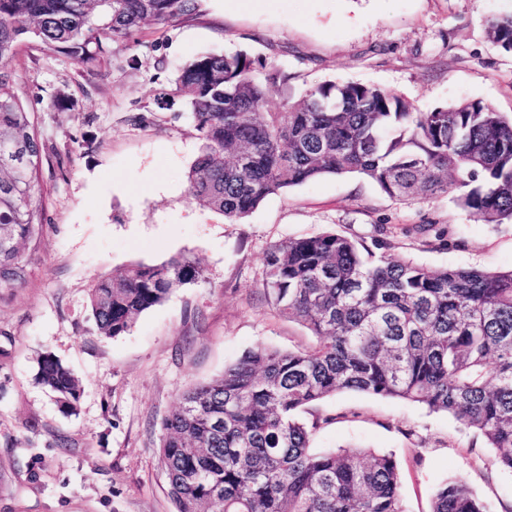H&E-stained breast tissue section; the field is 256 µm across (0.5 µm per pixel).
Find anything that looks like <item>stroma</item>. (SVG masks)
I'll list each match as a JSON object with an SVG mask.
<instances>
[{
    "instance_id": "stroma-1",
    "label": "stroma",
    "mask_w": 512,
    "mask_h": 512,
    "mask_svg": "<svg viewBox=\"0 0 512 512\" xmlns=\"http://www.w3.org/2000/svg\"><path fill=\"white\" fill-rule=\"evenodd\" d=\"M510 12L512 0H201L196 13L143 26L130 48L93 64L23 41L18 86L45 147L47 225L28 247L25 284L0 288V512H174L158 449L182 391L256 346L315 342L261 293L276 241L380 236L391 253L430 268L512 269V223L474 221L445 198L406 204L358 176L285 189L236 223L191 203L186 176L199 142L173 92L179 66L244 52L288 73L275 107L349 81L391 90L419 112L480 99L512 117V54L488 28ZM59 97L66 109L54 107ZM179 255L201 263L205 283L176 289L125 335L97 334L95 279ZM45 353L77 377L75 413L37 382ZM306 418L318 423L314 450L394 454L405 512H429L457 473L493 512L512 501V475L491 467L485 438L446 414L344 391Z\"/></svg>"
}]
</instances>
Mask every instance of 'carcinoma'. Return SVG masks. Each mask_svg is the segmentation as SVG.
I'll use <instances>...</instances> for the list:
<instances>
[{
  "instance_id": "obj_1",
  "label": "carcinoma",
  "mask_w": 512,
  "mask_h": 512,
  "mask_svg": "<svg viewBox=\"0 0 512 512\" xmlns=\"http://www.w3.org/2000/svg\"><path fill=\"white\" fill-rule=\"evenodd\" d=\"M200 0H0V287L28 277L27 242L46 225L42 143L18 94L16 51L32 38L81 64L142 25L165 27ZM489 34L512 54V14ZM288 74L242 52L203 53L178 70L175 91L199 153L190 200L240 221L270 195L328 175H360L404 202L447 198L473 220L512 222V119L481 100L415 112L395 93L329 82L274 109ZM336 232L267 249L262 293L302 323L303 350L259 346L189 386L162 422L159 458L176 512H404L395 458L362 447L314 452L318 423L302 414L341 391L445 413L482 435L492 465L512 474V269H429ZM206 282L188 257L135 263L95 280L89 307L99 335L121 336L176 289ZM37 381L76 409L79 383L42 355ZM431 512H490L459 474Z\"/></svg>"
}]
</instances>
